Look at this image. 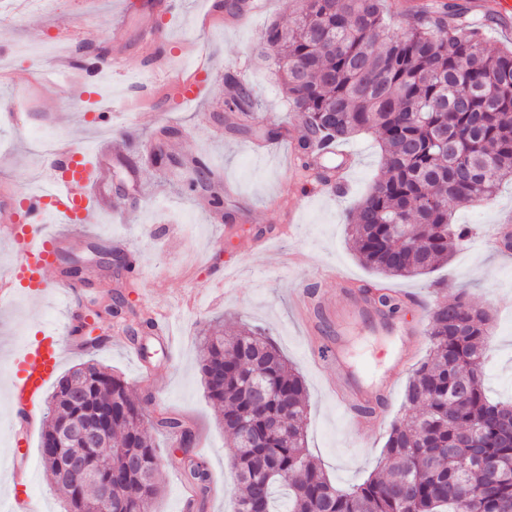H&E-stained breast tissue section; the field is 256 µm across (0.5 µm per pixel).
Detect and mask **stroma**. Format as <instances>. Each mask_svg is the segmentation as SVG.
<instances>
[{"label": "stroma", "mask_w": 512, "mask_h": 512, "mask_svg": "<svg viewBox=\"0 0 512 512\" xmlns=\"http://www.w3.org/2000/svg\"><path fill=\"white\" fill-rule=\"evenodd\" d=\"M156 0H35L21 13L0 10V190L22 197L48 159L44 133L65 135L94 157L108 153L103 190L112 210L99 223L81 228L64 251L83 262L77 286L81 315L121 287L138 311L168 315L172 353L164 355L155 337L140 335L143 354L120 343L124 321L101 325L100 336H80V349H64L59 375L95 362L121 375L146 400L147 416L165 410L185 419L195 433L192 450L210 472L202 505L185 500L189 486L181 469L179 440L158 433L162 490L152 512H232L236 486L230 464L233 444L225 434L222 410L208 397L199 373L200 340L214 322L225 330L248 323L272 336L302 376L309 399L305 446L337 486L362 483L375 470L391 423L412 412L398 378L388 420L373 431H356L338 411L322 376L320 357L327 340L305 325L291 306L289 289L305 287L333 298L337 275L352 286L384 281L399 292L433 305L434 285L449 293L466 291L476 305L491 308V344L484 371L494 399L512 398V254L494 246L496 227L512 215V181L503 183L495 202L454 206L458 223L470 225L468 241L436 272L414 278L380 279L358 260L347 235V215L370 190L380 170L375 132L349 140L354 169L347 196L325 193L303 177L294 146L304 134L286 102L273 62L262 60L259 39L270 23L288 26L298 0H183L178 13L165 16ZM161 35L170 70L155 73L146 41L148 28ZM97 61L99 84H79L69 74L45 76L54 58ZM202 71L203 88L179 102L177 82ZM251 86L258 104L246 115L229 111L227 77ZM279 130L265 140L259 131ZM202 157L233 188L221 216H214L209 194L189 191L194 177L188 161ZM268 235L265 249L253 240ZM124 240L134 259L131 272L115 277L93 263L94 253ZM223 277V287L211 281ZM64 321L63 309L49 295L18 289L0 307V512H9L13 413L9 411L10 365L23 344ZM349 358L374 377L392 375L393 336L361 322L348 331ZM43 415H35L28 438V488L34 512H67L65 497L46 474L41 456Z\"/></svg>", "instance_id": "35a3bbf8"}]
</instances>
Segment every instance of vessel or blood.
<instances>
[{
	"label": "vessel or blood",
	"instance_id": "vessel-or-blood-1",
	"mask_svg": "<svg viewBox=\"0 0 512 512\" xmlns=\"http://www.w3.org/2000/svg\"><path fill=\"white\" fill-rule=\"evenodd\" d=\"M54 164L46 178V189L27 191L18 212L12 213L6 226L0 227V238L8 241L15 254L14 265L0 275V299L13 297L18 282H28L35 292L48 287L59 288L71 296L73 286L67 280H48L47 272L57 265L62 240L50 234L48 223L93 224L99 216L111 211V201L101 192L105 158L97 156L95 164H82L79 153L67 142H59L52 151ZM330 313L337 322L359 319L374 331L401 336L404 345L392 354L395 374H402L412 363L413 346L421 334L419 324L399 326L382 318L371 303L359 292H351L345 302L331 306ZM62 336L58 330H46L42 336L27 344L11 366L10 399L25 417H32L47 385L56 375L62 357ZM343 337L329 339L330 361L340 375L343 386L333 397L339 409L354 414L365 406L369 415L355 416L359 426L375 428L385 419L386 409L380 408L379 397L389 396L393 382L384 379L379 387L365 386L358 373L351 369L344 356Z\"/></svg>",
	"mask_w": 512,
	"mask_h": 512
}]
</instances>
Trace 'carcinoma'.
<instances>
[{
  "mask_svg": "<svg viewBox=\"0 0 512 512\" xmlns=\"http://www.w3.org/2000/svg\"><path fill=\"white\" fill-rule=\"evenodd\" d=\"M293 26H269L262 49L306 134L297 143L311 169L329 144L373 130L382 170L354 207L350 236L359 259L385 277H413L448 262L471 227L454 222L449 204L491 202L512 177V46L487 47L488 21L455 0H418L392 11V0H300ZM252 90L237 86L229 109L250 112ZM379 311L400 317L407 302L366 286ZM128 321L130 338L149 327L131 305L107 307ZM429 351L413 370L405 404L418 411L393 423L382 471L343 489L334 485L304 446L307 395L274 340L244 325L233 336L215 327L201 340L200 372L208 396L222 407L224 431L233 440L232 467L239 494L234 512L250 502L264 512H512V401L491 399L483 385L490 315L460 291L428 309ZM112 407V428L88 464L112 460L130 466L112 485L119 512H150L160 492L159 459L140 421L144 403L107 368L83 363L62 377L48 403L42 437L62 417ZM288 408L279 432L271 423ZM154 427L180 436L184 421L164 413ZM46 471L74 501L96 496L77 489L41 448ZM185 477L204 493L210 473L199 456L181 460Z\"/></svg>",
  "mask_w": 512,
  "mask_h": 512,
  "instance_id": "1",
  "label": "carcinoma"
}]
</instances>
